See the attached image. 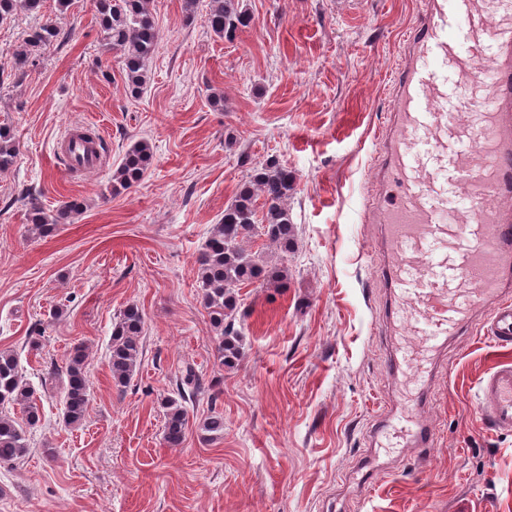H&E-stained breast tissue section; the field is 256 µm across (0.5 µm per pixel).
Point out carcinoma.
<instances>
[{
    "mask_svg": "<svg viewBox=\"0 0 512 512\" xmlns=\"http://www.w3.org/2000/svg\"><path fill=\"white\" fill-rule=\"evenodd\" d=\"M42 0H0V23L24 10L36 13ZM96 11L104 45L120 53L121 76L126 89L135 94L147 81V62L151 58L158 31L150 0H96ZM206 25L218 36L233 39L248 24L245 12L236 0H211L205 16ZM65 41V34L53 21L41 23L30 30L23 44L14 51V66L9 78L22 82L36 64L37 52ZM18 145L10 127L0 125V172L10 169L18 157ZM153 158L151 146L138 141L130 146L112 175V192L136 186L144 177ZM295 176L287 167L269 160L256 169L251 179L241 186L234 201L224 209V217L214 225L197 259L198 288L201 304L207 311L216 334V355L226 366L236 365L242 358L240 334L235 329L238 298L236 288L262 281L275 284L282 270L270 265L260 255L248 252L243 243L259 232L288 251L294 246L296 227L291 223L286 202L294 189ZM263 197L266 208L264 223L256 222L255 202ZM29 221L40 233L49 235L57 225L70 221L82 210L76 200L62 203L55 213L45 211L39 196L24 195ZM144 318L136 305L124 309L112 327L110 369L116 387L124 388L131 381L142 353L141 336ZM51 379L64 385L63 422L68 426L82 423L89 401V380L85 371V353L76 346L66 366L54 368ZM202 389V382L188 367L176 381V393L161 399L166 412L164 441L171 448L182 445L188 420L185 403ZM19 406L25 419L19 421L5 407ZM41 421L37 392L25 381L15 353L0 351V464L26 456L29 450L27 433ZM207 440L224 435V415L216 408L200 425Z\"/></svg>",
    "mask_w": 512,
    "mask_h": 512,
    "instance_id": "obj_1",
    "label": "carcinoma"
}]
</instances>
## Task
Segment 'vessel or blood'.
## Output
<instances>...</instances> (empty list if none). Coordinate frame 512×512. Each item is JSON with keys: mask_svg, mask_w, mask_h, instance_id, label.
<instances>
[{"mask_svg": "<svg viewBox=\"0 0 512 512\" xmlns=\"http://www.w3.org/2000/svg\"><path fill=\"white\" fill-rule=\"evenodd\" d=\"M488 8V0H420L374 164L382 190L369 214L383 226L375 273L392 292L396 338L388 366L418 402L436 355L478 310L494 342L512 347V8L497 4L491 26ZM464 22L474 47L458 37ZM58 151L76 170L103 163L77 134ZM478 412L491 430L512 432L511 362L484 378ZM381 428L413 448L433 441L412 408L383 416Z\"/></svg>", "mask_w": 512, "mask_h": 512, "instance_id": "1", "label": "vessel or blood"}]
</instances>
